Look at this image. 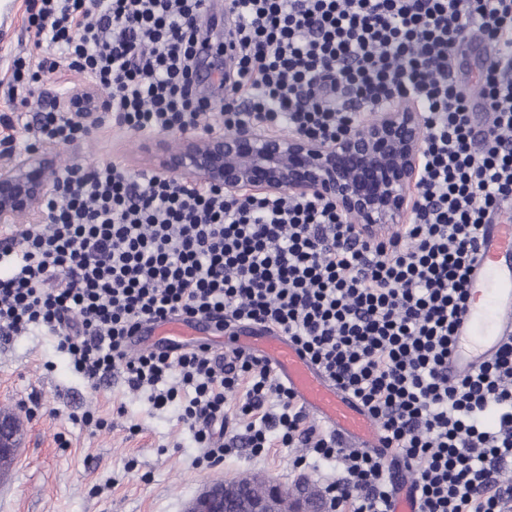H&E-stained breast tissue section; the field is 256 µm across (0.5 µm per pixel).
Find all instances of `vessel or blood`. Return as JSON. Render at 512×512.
Listing matches in <instances>:
<instances>
[{
	"label": "vessel or blood",
	"mask_w": 512,
	"mask_h": 512,
	"mask_svg": "<svg viewBox=\"0 0 512 512\" xmlns=\"http://www.w3.org/2000/svg\"><path fill=\"white\" fill-rule=\"evenodd\" d=\"M209 319L144 325L132 348L149 344L176 348L194 338L212 335ZM512 341V215L501 214L484 225L470 273L469 296L458 315L448 354V377L473 373ZM229 350L260 349L308 413L340 434L353 448H375V420L348 394L337 389L285 336L265 329L242 327L225 337Z\"/></svg>",
	"instance_id": "vessel-or-blood-1"
}]
</instances>
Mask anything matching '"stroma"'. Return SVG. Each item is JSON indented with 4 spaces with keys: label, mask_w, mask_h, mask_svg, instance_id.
I'll return each mask as SVG.
<instances>
[{
    "label": "stroma",
    "mask_w": 512,
    "mask_h": 512,
    "mask_svg": "<svg viewBox=\"0 0 512 512\" xmlns=\"http://www.w3.org/2000/svg\"><path fill=\"white\" fill-rule=\"evenodd\" d=\"M11 8L13 27L0 36V110L14 57L34 51L24 0H13ZM87 84L83 74L60 67L36 89L24 120L34 121ZM52 153L60 170L102 160L120 161L133 174L158 169L145 138L113 128ZM118 403L124 414L113 413ZM1 410L16 417L23 435L11 477L0 480V512H184L189 500L219 479L258 473L289 488L303 478L320 488L324 476L336 471L332 464L295 467L296 453L286 448L256 459L238 441L221 463L196 466L201 450L175 410H154L146 395L129 392L119 372L92 381L75 373L54 339L37 332L0 335ZM88 413L104 419L105 428L84 425Z\"/></svg>",
    "instance_id": "1"
}]
</instances>
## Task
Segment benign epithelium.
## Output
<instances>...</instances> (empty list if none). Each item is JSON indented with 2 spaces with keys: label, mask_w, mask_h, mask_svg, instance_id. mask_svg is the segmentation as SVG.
Masks as SVG:
<instances>
[{
  "label": "benign epithelium",
  "mask_w": 512,
  "mask_h": 512,
  "mask_svg": "<svg viewBox=\"0 0 512 512\" xmlns=\"http://www.w3.org/2000/svg\"><path fill=\"white\" fill-rule=\"evenodd\" d=\"M80 106L98 112L106 105L92 87L65 97L63 111ZM424 121L411 102L400 101L376 112L375 119L322 143L299 133L281 135L245 123L230 134H197L176 150L148 146L159 167L188 181L220 187L231 194H316L329 199L367 233L397 224L411 209L422 153ZM56 179L53 157L33 151L0 169V223L27 215L37 218ZM14 425L0 414V455L13 451ZM267 492L249 499L237 512H277L280 498L294 500V512H312L299 489L290 492L266 481ZM233 484L216 483L191 501L186 512H224Z\"/></svg>",
  "instance_id": "1"
}]
</instances>
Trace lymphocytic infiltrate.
<instances>
[{"instance_id": "obj_1", "label": "lymphocytic infiltrate", "mask_w": 512, "mask_h": 512, "mask_svg": "<svg viewBox=\"0 0 512 512\" xmlns=\"http://www.w3.org/2000/svg\"><path fill=\"white\" fill-rule=\"evenodd\" d=\"M206 0H27L44 56L14 59L10 105L67 66L106 91L105 112L0 115L9 141L63 146L107 125L135 135L204 133L251 120L331 142L361 109L404 97L424 117L407 223L368 235L335 204L283 192L129 175L114 161L74 165L44 204L47 223L13 225L0 246V334L53 337L88 379L120 372L155 409L178 416L206 465L230 423L252 457L296 448V466L340 467L330 512H390L412 476L418 512H512V342L478 371L448 379L454 318L482 224L512 204V0H229L235 74L213 107L197 87ZM492 55L475 92L452 79L457 46ZM491 121L476 128L473 97ZM206 317L287 336L376 421L382 445L345 448L311 423L272 364L242 350L129 345L141 325Z\"/></svg>"}]
</instances>
